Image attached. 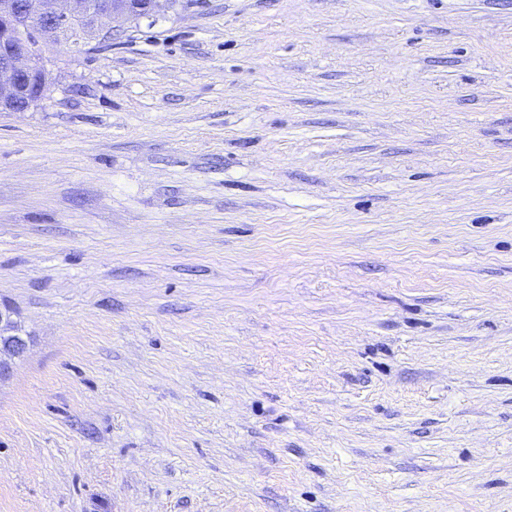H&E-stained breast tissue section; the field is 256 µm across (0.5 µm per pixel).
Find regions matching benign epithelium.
<instances>
[{"instance_id":"1","label":"benign epithelium","mask_w":512,"mask_h":512,"mask_svg":"<svg viewBox=\"0 0 512 512\" xmlns=\"http://www.w3.org/2000/svg\"><path fill=\"white\" fill-rule=\"evenodd\" d=\"M162 0H0V112H26L48 90L45 44L64 39L82 45L93 35L112 38L110 22L149 17ZM27 348L16 312L0 306V381Z\"/></svg>"}]
</instances>
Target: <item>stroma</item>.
Returning a JSON list of instances; mask_svg holds the SVG:
<instances>
[{"mask_svg":"<svg viewBox=\"0 0 512 512\" xmlns=\"http://www.w3.org/2000/svg\"><path fill=\"white\" fill-rule=\"evenodd\" d=\"M0 112V512H512V0H167ZM28 336L16 312L7 305L0 306V381L6 378L14 359L20 358L27 348Z\"/></svg>","mask_w":512,"mask_h":512,"instance_id":"obj_1","label":"stroma"}]
</instances>
